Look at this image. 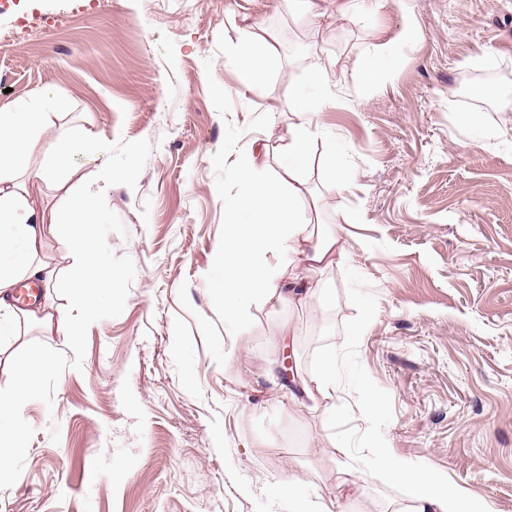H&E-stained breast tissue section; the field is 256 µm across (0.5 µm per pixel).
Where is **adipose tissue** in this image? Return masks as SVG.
I'll return each mask as SVG.
<instances>
[{"instance_id":"ef3b65f1","label":"adipose tissue","mask_w":512,"mask_h":512,"mask_svg":"<svg viewBox=\"0 0 512 512\" xmlns=\"http://www.w3.org/2000/svg\"><path fill=\"white\" fill-rule=\"evenodd\" d=\"M270 61L268 49L249 30L243 33L229 63L242 85L252 89L263 82ZM313 81L321 88L319 95L301 94L288 103L296 120L288 129L284 180L271 182L262 175L261 155L251 144L242 146L226 169L236 190L224 197L221 293L224 331L235 339L246 334L243 312L255 299L289 304L316 298V289L294 273V266L329 267L345 257V226L337 225L335 231L322 236L307 232L305 202L296 185L310 159L316 118L333 98L330 73H316ZM67 106L65 99L48 89L31 100L0 109V330L22 319L36 320L79 338L80 327L55 316L46 305L18 310L11 306L18 284L54 280L55 270L37 259L49 233L60 236L70 249L73 266L66 286L82 305L85 321L99 315L102 307L98 299L112 289V262L96 236L98 227L108 221L98 202L100 189L83 186L72 207L49 214L17 182L22 174L41 183L62 181L72 157L98 153L100 145L92 134L74 124L56 136L49 161L33 166L44 130L51 127L56 111ZM305 392L320 397L328 424L342 419V412L336 409L335 356L324 357L318 372L306 383ZM33 394L34 387L23 370L18 371L7 392H0V478L11 473L14 455L23 444L25 426L18 411ZM346 472L368 473L381 482L404 485L409 512H496L491 501L453 483L447 473L422 470L396 456L383 441L377 442L372 457L347 465Z\"/></svg>"}]
</instances>
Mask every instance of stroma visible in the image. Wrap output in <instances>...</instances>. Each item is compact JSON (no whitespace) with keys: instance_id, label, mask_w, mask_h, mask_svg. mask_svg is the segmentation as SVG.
Instances as JSON below:
<instances>
[{"instance_id":"obj_1","label":"stroma","mask_w":512,"mask_h":512,"mask_svg":"<svg viewBox=\"0 0 512 512\" xmlns=\"http://www.w3.org/2000/svg\"><path fill=\"white\" fill-rule=\"evenodd\" d=\"M406 20L414 37L363 86L367 59ZM248 25L276 59L254 90L227 66ZM321 67L336 74L334 103L302 181L315 223L346 226V261L312 277L334 302L255 300L233 341L219 284L234 185L219 160L253 140L279 180L288 102ZM470 76L483 97H462ZM44 88L71 105L54 127L81 123L104 152L32 195L63 208L74 183L108 182L97 236L112 308L83 323L52 284L79 343L27 321L0 337V389L22 366L37 383L0 512H289L267 494L277 481L317 504L344 491L349 512H393L402 486L367 474L340 486L337 442L360 459L376 439L512 512V0H386L354 18L327 0L314 27L286 0H8L0 108ZM332 146L348 186L326 168ZM355 212L361 223L346 224ZM367 304L376 314L353 335ZM287 349L302 381L335 354L342 424L327 428L281 379ZM367 387L383 402L370 418Z\"/></svg>"}]
</instances>
